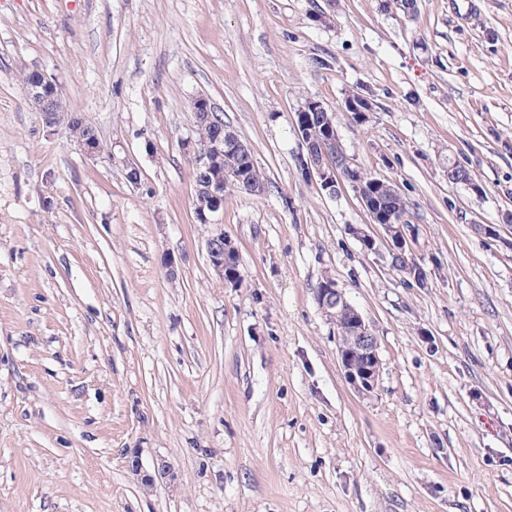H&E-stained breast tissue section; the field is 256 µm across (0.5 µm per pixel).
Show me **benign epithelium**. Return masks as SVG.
<instances>
[{
	"label": "benign epithelium",
	"instance_id": "7a95c632",
	"mask_svg": "<svg viewBox=\"0 0 512 512\" xmlns=\"http://www.w3.org/2000/svg\"><path fill=\"white\" fill-rule=\"evenodd\" d=\"M31 107L39 112L45 124L55 127L65 121H70L69 127L79 129L85 127L76 115L66 116L67 109L62 106V89L56 79L40 70H34L30 74L28 83L24 86ZM213 107L209 100L199 97L192 104L194 122H207L212 117ZM237 142V149L245 151V144L236 141V136L230 132L216 138L203 147H198L196 142L188 141L185 149L197 155V171L200 180L195 183V214L197 220L203 224L214 223L213 215L224 206V190L235 186L242 181V176L234 169H221L224 161V141ZM80 151L87 157L94 158L103 151L97 132H84L83 135L73 138ZM300 169L303 175L316 181L320 189L329 196H336L339 179H346L355 192L363 210L369 217V223L381 227L380 235L375 236L362 227L350 226L351 234L363 243L366 251L371 253L386 252L389 263L398 265L413 261L408 246V226L404 219L399 217L389 220L376 217L373 211V203L360 190L358 176L355 175V167L348 166V175L342 177L338 168L330 162L309 159V162L301 163ZM224 236L216 235L207 240V253L213 269L219 276H224ZM343 295L336 282H326L323 287L317 289V301L325 316L333 322L337 321L336 296ZM343 313L347 316V323L337 325L341 333L339 342V358L346 382L361 396L371 395L379 385L381 361L376 336L362 315L348 302L344 303Z\"/></svg>",
	"mask_w": 512,
	"mask_h": 512
}]
</instances>
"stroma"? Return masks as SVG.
I'll list each match as a JSON object with an SVG mask.
<instances>
[{
  "instance_id": "obj_1",
  "label": "stroma",
  "mask_w": 512,
  "mask_h": 512,
  "mask_svg": "<svg viewBox=\"0 0 512 512\" xmlns=\"http://www.w3.org/2000/svg\"><path fill=\"white\" fill-rule=\"evenodd\" d=\"M26 69L99 157L46 127ZM200 96L269 182L214 226L183 147ZM309 98L408 201L426 287L350 235L349 186L302 177ZM326 276L377 338L372 395ZM0 512H512V0H0ZM31 107L40 112L49 127L66 122L65 112H71L62 106V89L56 79L40 70H33L28 83L24 86ZM78 121H80L79 125L77 123ZM75 126L77 127L76 129L83 128L85 131L84 134L79 137H73L72 134L69 132L70 136L73 138L74 143L77 144L80 151L85 156L90 158L99 156L103 151V147L95 129H93L92 132L89 133L85 126L84 120L76 116L75 114H72L70 117V124L69 126H66V128L69 130L70 127L73 128ZM225 238L224 235H216L207 240V253L209 256V260L213 269L217 272L219 276L225 279L224 274V262L225 256L224 251L227 252L225 248ZM226 271L228 275L231 277H236L232 279L231 282H238L240 280V276H238L239 272V260L237 253L228 252L227 259L225 262ZM319 287L320 283L317 287L318 305L342 335L339 336L338 352L344 378L358 395L369 396L379 385L381 361L377 338L362 315L347 302L336 282H326ZM336 295L343 300L344 307ZM341 312L347 316L345 325L337 320L336 313L341 318Z\"/></svg>"
}]
</instances>
